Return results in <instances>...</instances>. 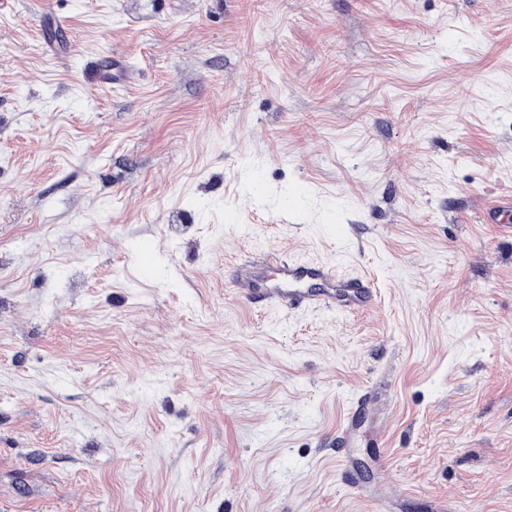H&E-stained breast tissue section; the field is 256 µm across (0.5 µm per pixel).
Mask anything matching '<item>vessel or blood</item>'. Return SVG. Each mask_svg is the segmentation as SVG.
I'll return each instance as SVG.
<instances>
[{
	"label": "vessel or blood",
	"instance_id": "1",
	"mask_svg": "<svg viewBox=\"0 0 512 512\" xmlns=\"http://www.w3.org/2000/svg\"><path fill=\"white\" fill-rule=\"evenodd\" d=\"M278 281L264 290L249 289L248 297L255 302H266L288 310L326 309L341 313L355 312L374 299L369 278L348 277L339 274L329 264L301 265L278 259ZM319 282L321 290L310 289V282Z\"/></svg>",
	"mask_w": 512,
	"mask_h": 512
}]
</instances>
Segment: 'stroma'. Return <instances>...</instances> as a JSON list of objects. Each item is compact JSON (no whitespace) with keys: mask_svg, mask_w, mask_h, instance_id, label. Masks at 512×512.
I'll list each match as a JSON object with an SVG mask.
<instances>
[{"mask_svg":"<svg viewBox=\"0 0 512 512\" xmlns=\"http://www.w3.org/2000/svg\"><path fill=\"white\" fill-rule=\"evenodd\" d=\"M511 195L512 0H0V512H512ZM275 258L278 282L261 292L249 285L248 299L272 303L288 312L326 309L341 313L355 312L374 299L372 283L367 277L344 276L329 264L301 265ZM308 281L320 282L323 288L320 291L304 288Z\"/></svg>","mask_w":512,"mask_h":512,"instance_id":"1","label":"stroma"}]
</instances>
